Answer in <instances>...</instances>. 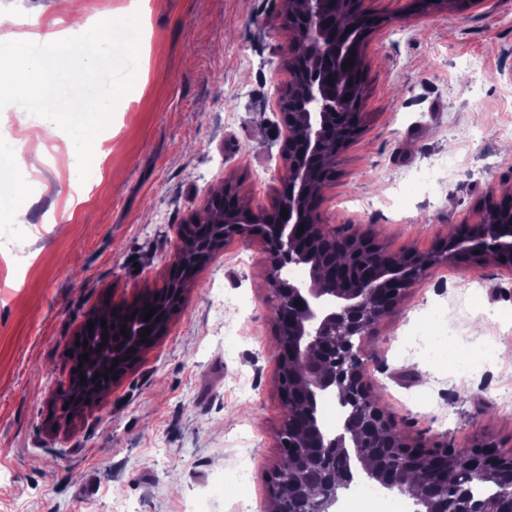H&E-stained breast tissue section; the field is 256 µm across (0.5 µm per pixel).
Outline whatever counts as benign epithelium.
Segmentation results:
<instances>
[{"label":"benign epithelium","instance_id":"obj_1","mask_svg":"<svg viewBox=\"0 0 512 512\" xmlns=\"http://www.w3.org/2000/svg\"><path fill=\"white\" fill-rule=\"evenodd\" d=\"M361 0H296L285 17L279 45L281 67L288 75L274 95L285 129L277 199L271 210L255 209L224 192V206L208 197L190 224L178 231L170 274L162 288L124 306L112 319V346L123 378L145 351L165 335L198 266L224 244L258 240L268 255L267 286L277 329L278 383L283 422L276 433L279 461L271 480L272 500L316 503L314 512H334L351 486L373 479L388 490L413 484L416 512H447L436 499L447 488L448 471L469 478H512L507 455L494 446L472 451L413 448L404 441L399 422L379 402L369 380L363 338L397 304L407 288L425 278L457 250L475 257L512 256V207L487 206L482 221L448 236V246L429 254L397 257L369 237L341 233L320 221L323 190L332 178L326 164L360 130L363 94L356 64L372 24ZM353 59V65L346 60ZM287 212L282 217L281 211ZM303 231H298V228ZM343 258L336 276L322 274L325 252ZM309 267V279L292 281L290 266ZM155 313L141 319L145 310ZM135 318H130V315ZM130 338L120 335L121 327ZM151 333L140 337L142 328ZM134 351H129V348ZM103 394L93 381L70 375L62 391L63 418L73 419L98 403ZM331 398L341 418L324 426L319 402Z\"/></svg>","mask_w":512,"mask_h":512}]
</instances>
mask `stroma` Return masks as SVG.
Here are the masks:
<instances>
[{"instance_id":"obj_1","label":"stroma","mask_w":512,"mask_h":512,"mask_svg":"<svg viewBox=\"0 0 512 512\" xmlns=\"http://www.w3.org/2000/svg\"><path fill=\"white\" fill-rule=\"evenodd\" d=\"M362 123L334 159L323 223L396 255L444 245L512 188V0H364ZM138 16L137 95L117 103L80 180L63 130L23 140L24 204L0 185V512H269L282 423L267 255L224 244L202 263L169 330L85 417L60 425L55 393L77 330L144 298L170 270L174 230L207 195L276 198L285 80L281 0H0V36L80 35ZM512 262L459 256L409 288L364 340L381 405L414 448L512 453Z\"/></svg>"}]
</instances>
